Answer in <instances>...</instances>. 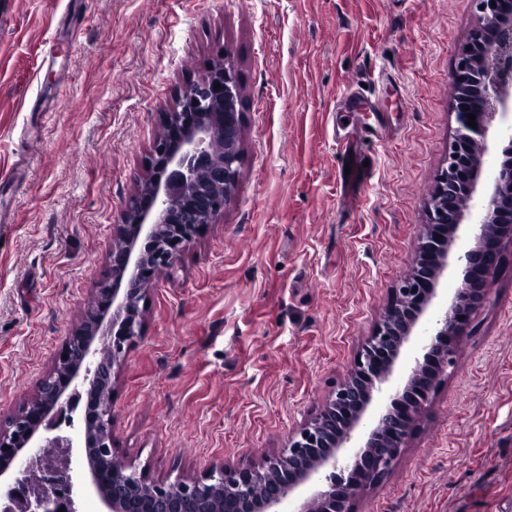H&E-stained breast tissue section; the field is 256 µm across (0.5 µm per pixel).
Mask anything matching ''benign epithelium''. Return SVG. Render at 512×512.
<instances>
[{
    "mask_svg": "<svg viewBox=\"0 0 512 512\" xmlns=\"http://www.w3.org/2000/svg\"><path fill=\"white\" fill-rule=\"evenodd\" d=\"M482 22L471 33L455 66L457 133L448 147V167L438 177L428 222L420 237L412 273L392 290L383 319L354 358L350 380L339 385L325 407L289 439L288 446L258 465L221 466L201 479L159 483L141 504L132 492L142 477L126 467L107 466L114 456L112 392L114 366L141 332L138 303L152 284L202 236L224 211L241 166L239 109L241 87L229 62L211 67L186 85L175 105L162 113L143 193L116 225L110 277L96 289L93 314L70 333L38 389L40 402L9 418L0 429V478L19 509L6 512H76L71 476L44 470L40 483L27 474V456L51 448L59 439L56 423H73L80 412L78 445L93 455L90 489L104 512H307L294 494L325 479L312 495L314 512H350L353 491L385 475L406 443L411 425L434 392L442 372L454 363L459 335L487 299L504 240L512 238V0H476ZM220 88H214V84ZM475 114V127L467 115ZM502 124L503 159L491 165L492 190L475 200L473 244L464 253L461 288L450 308L437 312L439 277L451 248L462 240V200H474L482 159L471 145ZM433 316L432 332L406 380L394 385L401 350L421 319ZM108 337L105 350L94 347ZM382 400L363 446L348 461L340 450L356 442V430L374 399ZM330 470L325 475L323 471Z\"/></svg>",
    "mask_w": 512,
    "mask_h": 512,
    "instance_id": "1",
    "label": "benign epithelium"
}]
</instances>
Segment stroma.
<instances>
[{
	"instance_id": "obj_1",
	"label": "stroma",
	"mask_w": 512,
	"mask_h": 512,
	"mask_svg": "<svg viewBox=\"0 0 512 512\" xmlns=\"http://www.w3.org/2000/svg\"><path fill=\"white\" fill-rule=\"evenodd\" d=\"M479 23L475 0H0V420L106 279L162 112L224 56L238 184L144 297L115 368V459L159 483L287 446L412 271ZM352 157L363 177L347 185ZM351 512H512V241Z\"/></svg>"
}]
</instances>
